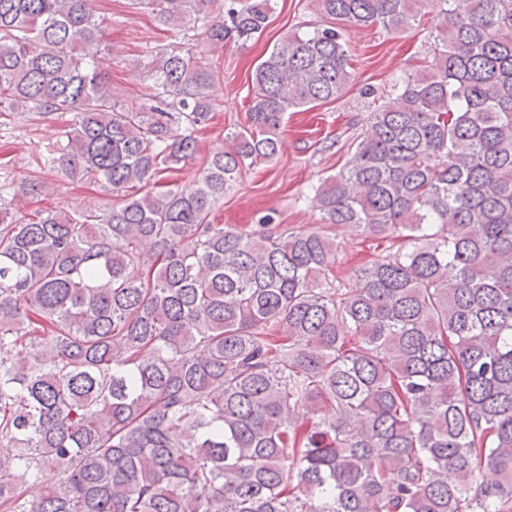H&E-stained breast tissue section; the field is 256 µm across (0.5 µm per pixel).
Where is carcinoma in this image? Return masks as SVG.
I'll list each match as a JSON object with an SVG mask.
<instances>
[{"label":"carcinoma","mask_w":512,"mask_h":512,"mask_svg":"<svg viewBox=\"0 0 512 512\" xmlns=\"http://www.w3.org/2000/svg\"><path fill=\"white\" fill-rule=\"evenodd\" d=\"M94 2L0 0V126L74 113L42 165L120 195L19 216L43 181L0 180V509L512 512V0H316L328 23L257 65L250 124L157 192L195 157L219 66L159 53L146 102H122ZM271 2L130 5L222 46ZM429 3L432 58L314 189L322 223H211L286 113L352 86L343 25L397 33ZM338 226L397 252L342 284Z\"/></svg>","instance_id":"1"}]
</instances>
